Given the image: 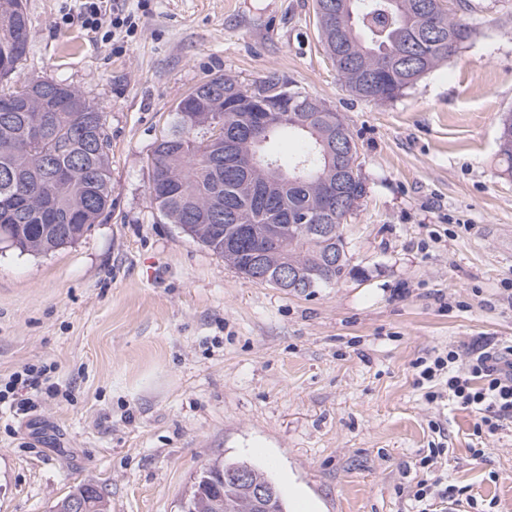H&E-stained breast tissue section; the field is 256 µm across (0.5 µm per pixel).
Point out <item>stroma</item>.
<instances>
[{
    "instance_id": "35a3bbf8",
    "label": "stroma",
    "mask_w": 512,
    "mask_h": 512,
    "mask_svg": "<svg viewBox=\"0 0 512 512\" xmlns=\"http://www.w3.org/2000/svg\"><path fill=\"white\" fill-rule=\"evenodd\" d=\"M23 2L11 81L61 80L99 105L112 216L46 255L0 251V376L51 364L60 387L26 415L0 404V512H49L81 483L111 512H179L214 458L296 484L319 512H406L398 488L439 445L448 483L512 512V427L480 439L470 411L427 404L413 367L512 340V0H479L473 39L382 103L340 83L315 0H111L138 20L125 39L85 30L80 0ZM271 71L341 115L366 186L346 276L303 293L247 280L149 198L171 109L208 75Z\"/></svg>"
}]
</instances>
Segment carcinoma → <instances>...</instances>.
<instances>
[{
	"instance_id": "obj_1",
	"label": "carcinoma",
	"mask_w": 512,
	"mask_h": 512,
	"mask_svg": "<svg viewBox=\"0 0 512 512\" xmlns=\"http://www.w3.org/2000/svg\"><path fill=\"white\" fill-rule=\"evenodd\" d=\"M318 30L342 85L357 96L385 102L413 87L409 67L428 73L468 43L475 29L459 15L466 0H316ZM28 22L23 0H0V81L26 57ZM280 75L268 73L246 87L270 91ZM231 93L234 79L214 75L197 85L170 113L167 129L151 151L150 199L168 224L177 225L247 279L256 267L262 282L278 286L284 267L299 275L293 290L335 285L347 269L343 234L347 217L365 195L360 166L344 178L327 165L314 134L327 136L339 113L331 107L298 115L306 131L271 114V131L258 146L241 143L224 154V131L183 122L180 109L219 112L224 99L210 87ZM45 124L43 138L27 142L31 126ZM292 138L297 149L284 153L279 141ZM111 137L104 113L80 90L54 79L32 78L0 90V247L41 255L78 242L112 211ZM267 157L286 173L305 164L310 176L267 186L253 155ZM331 194H326V189ZM229 469L248 474L245 484H224ZM199 475L187 501L194 512H256L250 488L272 483L262 468L245 460L216 459ZM93 485L76 486L50 512H63L67 499L90 501L86 512H110Z\"/></svg>"
}]
</instances>
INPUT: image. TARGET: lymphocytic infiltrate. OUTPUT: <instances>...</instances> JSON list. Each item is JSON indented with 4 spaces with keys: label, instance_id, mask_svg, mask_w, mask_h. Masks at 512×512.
Here are the masks:
<instances>
[{
    "label": "lymphocytic infiltrate",
    "instance_id": "lymphocytic-infiltrate-1",
    "mask_svg": "<svg viewBox=\"0 0 512 512\" xmlns=\"http://www.w3.org/2000/svg\"><path fill=\"white\" fill-rule=\"evenodd\" d=\"M104 2L83 0L84 26L94 33L106 27L116 34L133 33L138 26L135 16L108 14ZM414 367L416 384L428 404L447 400L475 411V435L491 437L512 424V344H476L465 352L438 349L418 358ZM54 388L50 368L27 366L0 383V403H10L16 414L26 415L37 408L33 394L49 395ZM445 454V449L432 448L417 460L425 477L404 489L411 512H438L441 506L462 501L472 510L477 508L476 497L438 478Z\"/></svg>",
    "mask_w": 512,
    "mask_h": 512
}]
</instances>
